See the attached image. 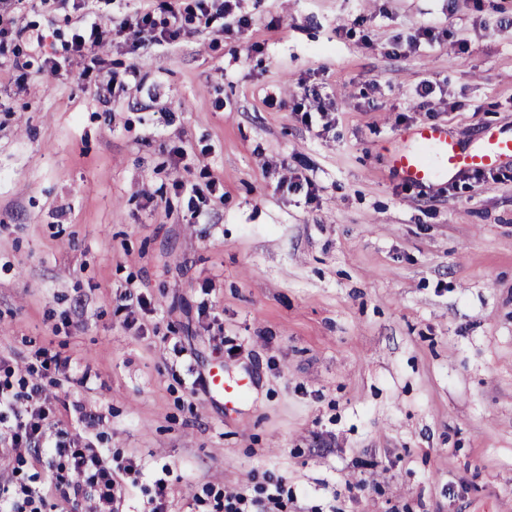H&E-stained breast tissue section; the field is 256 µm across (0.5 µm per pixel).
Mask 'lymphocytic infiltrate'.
Masks as SVG:
<instances>
[{"label": "lymphocytic infiltrate", "instance_id": "f902f5d3", "mask_svg": "<svg viewBox=\"0 0 512 512\" xmlns=\"http://www.w3.org/2000/svg\"><path fill=\"white\" fill-rule=\"evenodd\" d=\"M233 0H195L194 4L179 7L174 0H160L157 9H147L134 17L121 20L119 32L132 36L149 34L155 46L175 40L190 23L206 29L216 19L233 16L237 29L248 28L251 19L233 15ZM106 33L95 22H78L72 35V48L87 64L82 71L84 79H91L95 66L100 65V47ZM67 361L59 357H43L28 364L26 375L19 381L0 380V446L10 449L17 464H24L27 453L49 451L58 462L57 487L65 500L95 499L107 512H120L122 478L137 471L134 459L112 464L104 459L91 444L79 436L52 430V411L47 403L42 384L48 372H62ZM206 497L212 498L211 512H288V491L283 477L266 473L262 482L253 488H240L234 493H223L205 487Z\"/></svg>", "mask_w": 512, "mask_h": 512}]
</instances>
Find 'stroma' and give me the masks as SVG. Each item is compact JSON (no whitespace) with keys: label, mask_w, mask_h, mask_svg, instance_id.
Wrapping results in <instances>:
<instances>
[{"label":"stroma","mask_w":512,"mask_h":512,"mask_svg":"<svg viewBox=\"0 0 512 512\" xmlns=\"http://www.w3.org/2000/svg\"><path fill=\"white\" fill-rule=\"evenodd\" d=\"M150 5L0 0L45 37L0 53V361L87 376L44 379L51 422L136 459L124 512L166 467L169 512L267 471L288 512H512V162L424 192L387 162L423 124L512 137V0H240L243 33L166 50L114 31ZM81 15L111 33L107 104L71 48ZM307 84L329 113L309 125ZM202 172L213 192L174 194ZM295 175L314 201L280 187ZM213 368L246 396L211 399ZM32 474L46 512H93L50 456L0 463V485Z\"/></svg>","instance_id":"stroma-1"}]
</instances>
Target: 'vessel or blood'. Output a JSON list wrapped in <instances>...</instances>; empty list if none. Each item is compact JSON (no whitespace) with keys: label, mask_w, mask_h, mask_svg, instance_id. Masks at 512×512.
I'll list each match as a JSON object with an SVG mask.
<instances>
[{"label":"vessel or blood","mask_w":512,"mask_h":512,"mask_svg":"<svg viewBox=\"0 0 512 512\" xmlns=\"http://www.w3.org/2000/svg\"><path fill=\"white\" fill-rule=\"evenodd\" d=\"M512 157V138L485 131L479 145L465 149L449 133L447 126L424 124L411 129L404 145L395 147L389 164L407 184L427 188L447 183L469 169H491L501 160ZM208 392L225 403L236 402L247 389L245 380L226 381L222 370L208 374Z\"/></svg>","instance_id":"b4317fda"}]
</instances>
